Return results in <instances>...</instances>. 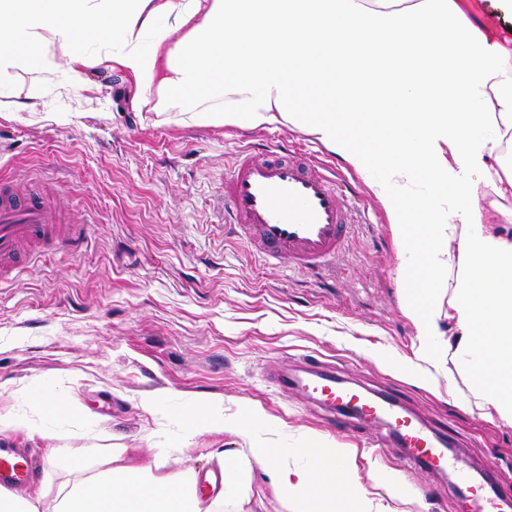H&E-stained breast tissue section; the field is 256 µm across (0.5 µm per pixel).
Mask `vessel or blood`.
Masks as SVG:
<instances>
[{"mask_svg": "<svg viewBox=\"0 0 512 512\" xmlns=\"http://www.w3.org/2000/svg\"><path fill=\"white\" fill-rule=\"evenodd\" d=\"M267 151L263 160L238 154L224 176L225 214L235 221L244 239L263 247L265 260L291 269H329L351 229L342 182L318 171L310 157L280 155L275 144ZM52 223L40 199H15L11 186L0 183V285L16 275L13 261L24 245H78L80 231L70 228L55 238L50 234ZM309 371L305 378L280 372L277 384L318 401L331 414L352 417L364 425H388L416 466L447 471V441L422 420L400 413L392 398L354 389L332 368L313 365ZM33 476L32 465L18 451L0 452V488H18ZM458 496L461 512H502L512 500L511 494L475 482L464 472L459 475Z\"/></svg>", "mask_w": 512, "mask_h": 512, "instance_id": "1", "label": "vessel or blood"}]
</instances>
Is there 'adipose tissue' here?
Returning a JSON list of instances; mask_svg holds the SVG:
<instances>
[{
  "label": "adipose tissue",
  "instance_id": "ef3b65f1",
  "mask_svg": "<svg viewBox=\"0 0 512 512\" xmlns=\"http://www.w3.org/2000/svg\"><path fill=\"white\" fill-rule=\"evenodd\" d=\"M0 0V85L31 109L66 58L132 79L138 109L217 126L290 125L370 180L400 242L403 305L425 360L456 364L485 417L512 425V236L487 228L478 189L512 196V49L463 0ZM454 272L453 283L444 276ZM185 438L142 462L127 449H50L57 486L0 490V512H223L250 503L253 470L293 512H370L354 455L311 436L306 467L267 446L188 465L187 440L247 438L266 415L204 404Z\"/></svg>",
  "mask_w": 512,
  "mask_h": 512
}]
</instances>
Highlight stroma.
<instances>
[{"instance_id": "stroma-1", "label": "stroma", "mask_w": 512, "mask_h": 512, "mask_svg": "<svg viewBox=\"0 0 512 512\" xmlns=\"http://www.w3.org/2000/svg\"><path fill=\"white\" fill-rule=\"evenodd\" d=\"M93 80L86 100L54 75L34 112L10 111L9 90L0 87V180L46 192L64 223L87 232L78 249L29 256L0 287V413L30 411L28 392L41 387L103 424L52 421L51 439L1 436L0 446L27 449L41 482L49 448L88 442L149 459L181 435L184 411L220 403L230 415L251 404L268 422L248 441L195 438L196 469L211 468L212 454L233 458L266 442L302 466L299 450L316 434L354 452L371 512H458L453 476L411 465L389 445L388 427L351 418L330 425L316 402L283 393L268 374L311 355L354 385L391 395L512 489V426L482 417L460 371L449 369L433 388L423 381L426 364L402 307L399 245L365 178L297 128L140 112L129 80L104 71ZM267 142L314 155L347 184L357 228L335 271L267 264L225 230L224 174L238 153ZM150 396L158 399L153 416L140 407ZM380 440L382 456L373 448ZM377 470L399 485L400 498L374 486Z\"/></svg>"}]
</instances>
